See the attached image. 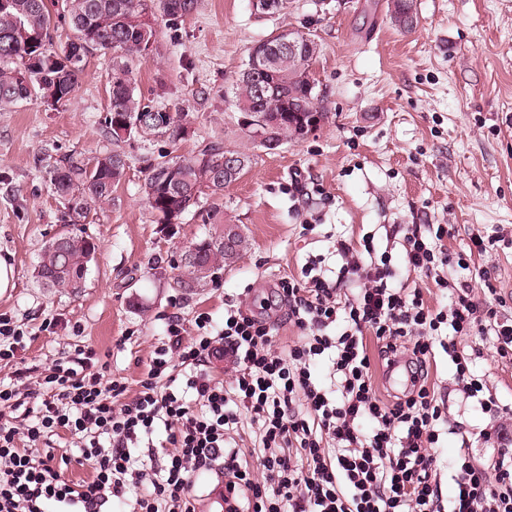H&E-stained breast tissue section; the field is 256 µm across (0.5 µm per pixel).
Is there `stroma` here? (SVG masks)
<instances>
[{
	"instance_id": "obj_1",
	"label": "stroma",
	"mask_w": 512,
	"mask_h": 512,
	"mask_svg": "<svg viewBox=\"0 0 512 512\" xmlns=\"http://www.w3.org/2000/svg\"><path fill=\"white\" fill-rule=\"evenodd\" d=\"M147 4L157 36L150 57L132 64L135 85L143 100L181 113L180 140L106 136V55L91 58L57 109L34 99L0 109V257L15 269L0 314L31 336L25 366L47 368L85 345L137 389L166 315L180 313L192 336L199 312L220 326L226 303L260 311L268 288L298 274L309 256L330 253L337 238L370 233L377 251L387 250L388 224L455 225L452 252L473 231L496 236L469 269L444 275L475 283L488 271L512 295V0H415L419 23L409 31L390 24L386 0H286L267 14L255 13L251 0H197L175 24L159 0ZM284 29L318 41L313 71L328 112L306 138L268 151L235 123L228 90L249 48ZM216 139L250 151L251 168L222 194L201 196L174 230L156 224L141 192L148 162ZM112 149L125 154L127 174L111 204L82 227L97 245L85 288L40 287L38 255L64 227L47 163ZM306 223L312 232H303ZM229 225L248 241L238 261L204 287L175 288L182 250ZM467 343L480 352L476 370L492 395L512 407V366L497 362L485 340ZM436 363L450 412L439 456L464 449L492 463L498 450L482 434L496 418L457 391L446 355Z\"/></svg>"
}]
</instances>
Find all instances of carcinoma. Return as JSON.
<instances>
[{
	"label": "carcinoma",
	"mask_w": 512,
	"mask_h": 512,
	"mask_svg": "<svg viewBox=\"0 0 512 512\" xmlns=\"http://www.w3.org/2000/svg\"><path fill=\"white\" fill-rule=\"evenodd\" d=\"M163 12L168 20L183 18L196 8L197 0H163ZM53 0H0V108L19 100L35 97L63 103L79 87L88 57L96 52H112V75L106 107L105 129L113 141H118L113 129L117 120L144 118L140 137L179 135L177 114L162 106L144 102L136 92L131 63L148 55L154 44L156 30L142 29L141 20L147 14L146 0H64L63 11L54 14ZM408 0H387V13L392 23L402 28ZM86 18L80 27L75 17ZM68 25L73 35L58 43L52 32L60 23ZM277 37L272 36L254 46L244 68L232 84L235 108L248 105L256 112H268L276 119V145L295 139L296 125L308 121L315 113H324L323 99L317 83L308 84L299 78L296 69L288 66V58L272 51ZM257 66L270 71L274 87L268 94L255 95V84L248 70ZM30 75L31 84L21 77ZM224 145L207 143L198 153L176 159L156 160L147 166L141 185L148 205L156 216L170 209L181 215L198 206L202 191L198 178L210 163L224 166ZM125 155L118 150L99 154L87 161L70 157L49 165L47 174L51 189L62 205L63 222L83 224L95 207L112 201V192L126 174ZM59 236L68 238L71 266L81 271L85 258L95 244L71 229ZM226 232H209L192 243L200 262L186 259L182 253L178 267L182 274L175 285L192 290L217 279L224 267L234 264L246 247L244 236L234 233V243L224 244ZM52 244L41 251L35 268L37 281L52 288H72L70 279L59 274Z\"/></svg>",
	"instance_id": "obj_1"
}]
</instances>
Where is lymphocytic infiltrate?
Masks as SVG:
<instances>
[{"label":"lymphocytic infiltrate","mask_w":512,"mask_h":512,"mask_svg":"<svg viewBox=\"0 0 512 512\" xmlns=\"http://www.w3.org/2000/svg\"><path fill=\"white\" fill-rule=\"evenodd\" d=\"M453 235L450 224L386 229L406 267L428 276L468 268L494 244L474 233L453 253ZM334 249L342 259L335 277L315 255L275 285L297 340L279 344L274 322L233 304L219 328L198 313L192 336L171 314L133 393L89 347L41 371L19 365L28 336L0 314V369L11 372L0 381V512H103L129 500L138 512H199L197 478L213 470L224 474V512H512V407L485 396L466 344L493 337L498 362L512 365V317L491 275L454 285L447 308L436 309L400 280L373 236ZM440 351L468 396L500 420L485 434L500 447L492 468L465 451L453 461L446 511L436 446L448 404L430 374ZM220 360L230 376L216 372ZM318 362L324 374L314 372ZM377 362L388 373L412 368L392 400L374 384ZM249 422L259 439L247 450ZM74 463L90 479H67Z\"/></svg>","instance_id":"f902f5d3"}]
</instances>
